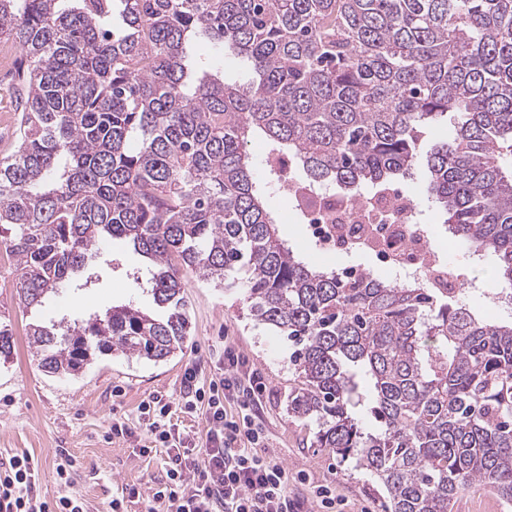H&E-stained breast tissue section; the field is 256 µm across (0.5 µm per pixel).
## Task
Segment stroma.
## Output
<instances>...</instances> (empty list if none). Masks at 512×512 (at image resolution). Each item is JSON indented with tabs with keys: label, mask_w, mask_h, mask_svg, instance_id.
<instances>
[{
	"label": "stroma",
	"mask_w": 512,
	"mask_h": 512,
	"mask_svg": "<svg viewBox=\"0 0 512 512\" xmlns=\"http://www.w3.org/2000/svg\"><path fill=\"white\" fill-rule=\"evenodd\" d=\"M16 77L0 71V158L10 156L19 119L16 110ZM113 271L77 300L70 293L50 299L44 307L24 313L15 295V265L0 250V315L9 317L15 333V350L0 363V455L26 452L42 463L40 491L52 498L69 491L80 496L88 512H106L122 487L147 490L165 479V451L144 457L139 441L145 438L139 405L151 395L172 403L181 401V382L186 367L196 366L200 378L218 377L217 353L232 345L260 374L267 386L262 415L272 447L291 475H304L293 489L310 497L317 484L335 487L343 499V512H383L384 491L372 476L342 462L324 448L313 447V427L288 413V395L297 384L291 362L292 348L279 332L256 324L247 316L244 291L217 288L191 281L186 290L190 308V336L181 353L154 363L121 354L99 355L78 376H47L37 366L28 344L29 323L61 318H87L91 311L128 302L154 310L150 293L133 282L131 274L145 267L142 256L113 242ZM132 431L131 436L113 435V424ZM66 449L76 468L68 489L55 480L60 461L58 449Z\"/></svg>",
	"instance_id": "obj_1"
}]
</instances>
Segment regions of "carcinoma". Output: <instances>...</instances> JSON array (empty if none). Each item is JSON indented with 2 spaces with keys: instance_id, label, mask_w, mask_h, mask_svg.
<instances>
[{
  "instance_id": "cac0c4a2",
  "label": "carcinoma",
  "mask_w": 512,
  "mask_h": 512,
  "mask_svg": "<svg viewBox=\"0 0 512 512\" xmlns=\"http://www.w3.org/2000/svg\"><path fill=\"white\" fill-rule=\"evenodd\" d=\"M3 35L21 48L17 144L0 160L20 305L92 282L94 248L123 240L150 260L134 282L161 311L29 324L43 372L77 376L105 352L168 360L189 336L188 282L232 288L245 268L248 315L297 346L288 413L357 459L386 512H450L474 485L512 501V320L296 255L248 151L262 138L349 192L422 165L444 223L512 291V0H0ZM200 40L246 80L197 60ZM450 114L453 137L419 157ZM13 348L0 320V361Z\"/></svg>"
}]
</instances>
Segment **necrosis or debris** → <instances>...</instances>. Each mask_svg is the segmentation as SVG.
<instances>
[{
    "instance_id": "obj_1",
    "label": "necrosis or debris",
    "mask_w": 512,
    "mask_h": 512,
    "mask_svg": "<svg viewBox=\"0 0 512 512\" xmlns=\"http://www.w3.org/2000/svg\"><path fill=\"white\" fill-rule=\"evenodd\" d=\"M278 188L294 198L292 221L305 226L323 253H370L390 281L401 285L427 281L436 267L448 263L447 252L433 244L431 226L419 222L415 200L400 188H389L379 198L327 184L301 190L282 180Z\"/></svg>"
}]
</instances>
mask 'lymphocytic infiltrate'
<instances>
[{"label":"lymphocytic infiltrate","instance_id":"obj_1","mask_svg":"<svg viewBox=\"0 0 512 512\" xmlns=\"http://www.w3.org/2000/svg\"><path fill=\"white\" fill-rule=\"evenodd\" d=\"M243 366L228 346L219 378L204 384L196 368L186 369L183 407L205 408V440L175 428L172 405L163 397L141 402L147 436L166 450V479L146 496L137 487H124L109 512H125L126 498L140 496L147 499L146 512H304L303 501L291 492L294 478L269 451V435L255 412L266 385ZM228 399L234 404L230 412L224 407ZM34 463L25 452L0 459V512H87L80 497L42 496Z\"/></svg>","mask_w":512,"mask_h":512}]
</instances>
